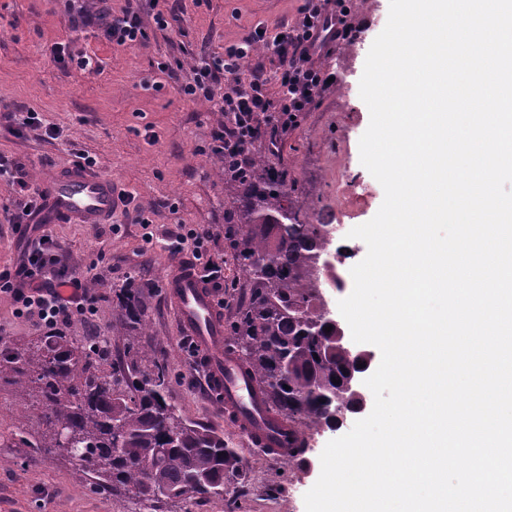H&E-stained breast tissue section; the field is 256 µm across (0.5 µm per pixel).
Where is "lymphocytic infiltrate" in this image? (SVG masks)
<instances>
[{
    "instance_id": "1",
    "label": "lymphocytic infiltrate",
    "mask_w": 512,
    "mask_h": 512,
    "mask_svg": "<svg viewBox=\"0 0 512 512\" xmlns=\"http://www.w3.org/2000/svg\"><path fill=\"white\" fill-rule=\"evenodd\" d=\"M75 28L94 27L112 45L132 48L146 37L137 7L122 14L109 10L91 13L83 0H66ZM345 0H303L293 25L275 33L255 28L233 45L222 58H199L191 65L190 78L179 86L190 102L210 103L224 113V124L215 127L208 150L223 159L235 173L248 170V148L262 140H275L278 132L295 124L308 111L329 79L321 58L331 43L351 38ZM265 46L267 63L242 71L241 62L256 46ZM168 247L172 252H190L201 279L214 292L224 288V265L207 249L196 229L177 225ZM0 293L9 294L17 316H37L47 330L75 319L96 314V297L70 273L56 240L49 234L28 242V256L16 269L0 270Z\"/></svg>"
}]
</instances>
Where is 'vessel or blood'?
I'll return each mask as SVG.
<instances>
[{"label": "vessel or blood", "mask_w": 512, "mask_h": 512, "mask_svg": "<svg viewBox=\"0 0 512 512\" xmlns=\"http://www.w3.org/2000/svg\"><path fill=\"white\" fill-rule=\"evenodd\" d=\"M118 203L110 179L78 166L58 174L49 186L51 218L79 224H101ZM165 295L177 312L184 335L193 337L206 377V388L224 406V415L248 444L287 456L288 427L261 401L255 381L224 340V319L211 290L189 262L169 266Z\"/></svg>", "instance_id": "b4317fda"}]
</instances>
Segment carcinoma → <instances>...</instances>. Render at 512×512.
I'll return each mask as SVG.
<instances>
[{
	"instance_id": "cac0c4a2",
	"label": "carcinoma",
	"mask_w": 512,
	"mask_h": 512,
	"mask_svg": "<svg viewBox=\"0 0 512 512\" xmlns=\"http://www.w3.org/2000/svg\"><path fill=\"white\" fill-rule=\"evenodd\" d=\"M224 190L236 215L225 236L249 287L229 332L268 411L294 430L291 444L301 450L311 433L339 428L359 402L347 383L366 362L336 330L325 332L333 319L325 288L336 281L329 225L313 222L295 185L262 153L247 177L224 174ZM115 293L112 332L126 349L112 371L94 365L98 340L62 332L0 353V376H12L18 393L44 408L45 431L24 445L68 455L93 469L98 486L147 507L223 494L224 478L240 470L239 453L167 403L165 368L136 342L145 328L140 292L128 283ZM60 431L72 448L60 445Z\"/></svg>"
}]
</instances>
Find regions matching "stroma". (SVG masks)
<instances>
[{"label": "stroma", "mask_w": 512, "mask_h": 512, "mask_svg": "<svg viewBox=\"0 0 512 512\" xmlns=\"http://www.w3.org/2000/svg\"><path fill=\"white\" fill-rule=\"evenodd\" d=\"M302 0H183L185 22L179 33L156 30L149 9L141 18L148 37L140 45L112 47L98 29L73 28L62 0H0V102L39 114L44 127L60 131L50 139L40 131L16 135L0 127V155L23 163L25 186L0 181V205L22 194H41L55 175L76 164L79 154L95 160V172L112 179L149 215L154 234L144 243L140 225L126 223L115 210L109 224H77L34 217L37 234L52 235L74 274L95 282L93 321H74L71 336L105 340L108 362H118L124 341L112 333L117 314L115 288L141 285L147 298V328L140 345L157 350L169 372L167 401L189 420L224 438L243 458L230 476L223 497L196 503H167L159 512H305L304 495L317 481L325 445L337 431L315 434L301 464L248 446L226 419L224 409L206 398L200 364L189 356L163 291L166 267L176 256L165 247V234L178 224L200 228L212 254L224 261L225 322H232L248 297L245 277L224 235V162L205 153L210 132L224 117L208 103L186 102L160 64H191L200 51L218 55L249 30L275 29L295 21ZM389 0H362L354 25L366 38L358 51L331 46L322 62L333 80L297 125L279 132L276 143L256 142L273 167L286 172L301 201L326 224L343 219L349 227L371 220L384 190L361 164L359 140L370 122L359 82L374 39L384 29ZM91 58L82 70L59 63L54 43ZM371 187L363 200L343 202L338 188L346 182ZM11 299L0 294V348L45 336L37 317L16 318ZM26 424H18L19 415ZM41 410L21 399L14 386L0 381V512H140L139 504L98 488L92 470H82L61 454L19 445L23 433L36 432Z\"/></svg>", "instance_id": "1"}]
</instances>
